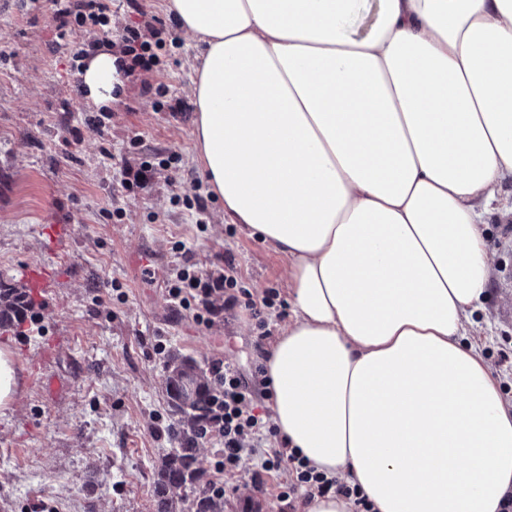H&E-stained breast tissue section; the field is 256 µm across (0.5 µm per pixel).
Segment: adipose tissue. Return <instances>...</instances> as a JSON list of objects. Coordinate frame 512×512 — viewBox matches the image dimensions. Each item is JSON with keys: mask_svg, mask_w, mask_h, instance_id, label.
Listing matches in <instances>:
<instances>
[{"mask_svg": "<svg viewBox=\"0 0 512 512\" xmlns=\"http://www.w3.org/2000/svg\"><path fill=\"white\" fill-rule=\"evenodd\" d=\"M166 0L196 49L193 160L289 264L279 442L377 512H501L512 413L475 345L512 173V0ZM112 53L83 90L113 100Z\"/></svg>", "mask_w": 512, "mask_h": 512, "instance_id": "adipose-tissue-1", "label": "adipose tissue"}]
</instances>
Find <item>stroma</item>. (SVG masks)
Segmentation results:
<instances>
[{
  "label": "stroma",
  "mask_w": 512,
  "mask_h": 512,
  "mask_svg": "<svg viewBox=\"0 0 512 512\" xmlns=\"http://www.w3.org/2000/svg\"><path fill=\"white\" fill-rule=\"evenodd\" d=\"M108 25L59 37L52 0H0V282L45 267L35 313L0 329L12 351L16 396L0 416V512H154V483L178 443L163 387L167 363L193 359L204 371L223 362L251 376L265 350L241 307L223 296L208 323L176 312L167 285L180 268L205 276L232 258L254 299L274 294L265 317L280 336L291 316L284 257L241 225L224 221L192 162L194 44L163 0H109ZM136 29L157 44L158 61L133 66L123 37ZM95 42L120 55L116 104L97 106L70 66L68 41ZM183 109L170 111L175 101ZM140 148H132V141ZM151 166L147 188L122 184L123 164ZM204 197L205 211L185 208ZM489 207L485 243L494 258L486 297L467 339L475 343L512 407V361L498 351L512 337V175ZM61 238L66 248H51ZM56 374L54 394L30 377ZM243 457L224 512H289L280 492L287 469L256 478Z\"/></svg>",
  "instance_id": "obj_1"
}]
</instances>
